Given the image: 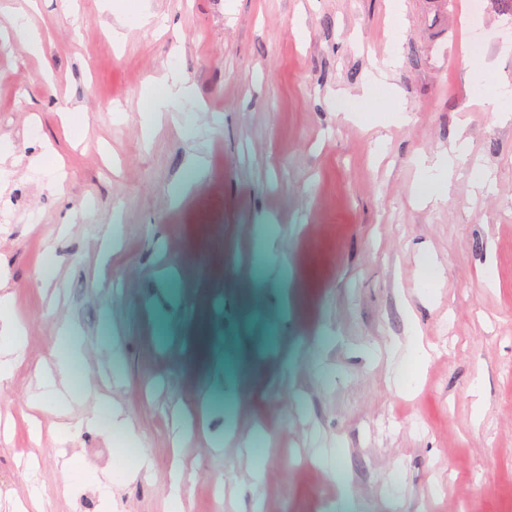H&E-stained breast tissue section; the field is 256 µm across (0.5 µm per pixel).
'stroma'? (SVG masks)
Segmentation results:
<instances>
[{"mask_svg":"<svg viewBox=\"0 0 512 512\" xmlns=\"http://www.w3.org/2000/svg\"><path fill=\"white\" fill-rule=\"evenodd\" d=\"M473 1L0 0V512H512V16ZM187 95V88L178 80H172L170 84H167L164 88L163 93L157 97L150 108L146 111L149 112L146 116L147 124H150L153 120V112H160L166 109L173 102L183 99ZM465 142L453 144L448 151L442 152L434 162L422 160L419 167L424 177L433 183H437V189L442 190L445 183L448 185L454 175L457 159L464 152ZM9 295L0 297V335L10 338L8 350H0V377L9 376L20 362L25 346V334L7 315L2 316V307L6 308Z\"/></svg>","mask_w":512,"mask_h":512,"instance_id":"35a3bbf8","label":"stroma"}]
</instances>
